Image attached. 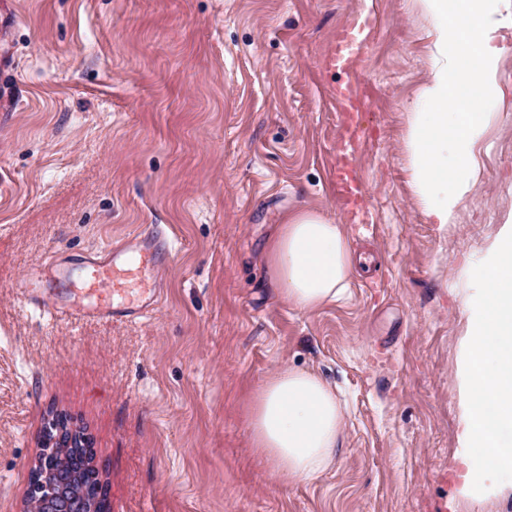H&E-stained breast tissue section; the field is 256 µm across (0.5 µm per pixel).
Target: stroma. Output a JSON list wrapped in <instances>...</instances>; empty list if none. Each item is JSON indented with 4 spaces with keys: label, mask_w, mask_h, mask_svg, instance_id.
I'll return each mask as SVG.
<instances>
[{
    "label": "stroma",
    "mask_w": 512,
    "mask_h": 512,
    "mask_svg": "<svg viewBox=\"0 0 512 512\" xmlns=\"http://www.w3.org/2000/svg\"><path fill=\"white\" fill-rule=\"evenodd\" d=\"M367 16L355 221L335 187L345 76L323 60ZM430 30L413 0H0V512H22L54 412L89 436L110 512H512L465 482L458 374L470 271L512 213V36L481 181L436 224L404 148ZM297 208L345 225L358 259L348 299L312 313L268 285ZM151 232L172 246L144 317L24 304L30 268ZM284 366L347 405L311 480L251 446L253 395Z\"/></svg>",
    "instance_id": "obj_1"
}]
</instances>
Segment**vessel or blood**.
<instances>
[{
	"instance_id": "b4317fda",
	"label": "vessel or blood",
	"mask_w": 512,
	"mask_h": 512,
	"mask_svg": "<svg viewBox=\"0 0 512 512\" xmlns=\"http://www.w3.org/2000/svg\"><path fill=\"white\" fill-rule=\"evenodd\" d=\"M357 43L353 30H344L326 59L327 66L345 73L359 69L363 55ZM333 95L343 119L358 121L366 103L353 84L338 85ZM336 186L350 201H357L360 189L352 174V160L342 153L336 157ZM158 256L157 237L147 235L93 256L61 258L49 269L26 276L23 294L28 305L51 314L71 311L84 317H139L157 294L147 281Z\"/></svg>"
}]
</instances>
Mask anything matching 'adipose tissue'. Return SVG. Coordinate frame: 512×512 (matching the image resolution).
I'll return each mask as SVG.
<instances>
[{
	"label": "adipose tissue",
	"instance_id": "ef3b65f1",
	"mask_svg": "<svg viewBox=\"0 0 512 512\" xmlns=\"http://www.w3.org/2000/svg\"><path fill=\"white\" fill-rule=\"evenodd\" d=\"M432 27V67L408 114L412 185L424 210L449 223L475 191L474 148L503 107L495 76L501 63L502 0H415ZM272 288L310 312L336 303L356 274L343 225L316 210L284 219L267 249ZM346 407L318 373L286 367L257 389L251 444L278 473L312 479L333 468L344 441Z\"/></svg>",
	"mask_w": 512,
	"mask_h": 512
}]
</instances>
